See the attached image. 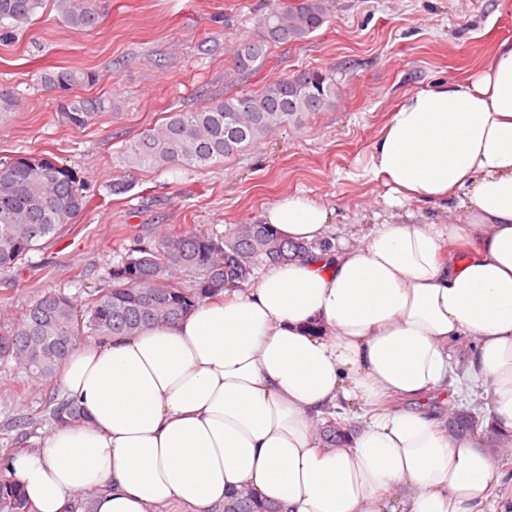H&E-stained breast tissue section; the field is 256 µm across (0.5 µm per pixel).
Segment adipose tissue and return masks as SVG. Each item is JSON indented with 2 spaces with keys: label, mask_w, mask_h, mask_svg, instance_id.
Returning a JSON list of instances; mask_svg holds the SVG:
<instances>
[{
  "label": "adipose tissue",
  "mask_w": 512,
  "mask_h": 512,
  "mask_svg": "<svg viewBox=\"0 0 512 512\" xmlns=\"http://www.w3.org/2000/svg\"><path fill=\"white\" fill-rule=\"evenodd\" d=\"M367 172L388 206L455 200L333 239L301 193L263 223L307 251L174 323L76 346L57 374L83 418L0 467L34 512H210L247 488L279 512H484L491 453L452 436L432 396L454 349L512 435V40L464 81L406 95ZM356 413L324 447L326 409Z\"/></svg>",
  "instance_id": "ef3b65f1"
}]
</instances>
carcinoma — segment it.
Segmentation results:
<instances>
[{"instance_id": "1", "label": "carcinoma", "mask_w": 512, "mask_h": 512, "mask_svg": "<svg viewBox=\"0 0 512 512\" xmlns=\"http://www.w3.org/2000/svg\"><path fill=\"white\" fill-rule=\"evenodd\" d=\"M106 0H0V33L27 29L47 7L75 33L97 26ZM327 0H274L257 19L255 36L240 40L233 50L239 72L262 63L273 44L304 41L328 21ZM99 75L90 70L57 67L40 74V82L58 93L56 112L62 121L83 128L112 101L76 100L74 86L93 85ZM332 74L308 71L267 84L257 93L235 94L189 112H173L156 128L128 143L123 162L129 168L165 171L174 167L205 169L224 162L244 147L260 141L307 112L334 102ZM88 204L79 179L70 168L47 158H0V270L20 266L30 253L55 238ZM299 244L284 242L265 224H235L213 237L198 231L170 229L140 246L103 276L102 287L79 303L48 292L31 301L20 318L0 324V360L13 361L28 376L48 380L58 362L85 337L132 336L144 328L173 322L201 300L224 289L244 288L256 271L272 262L305 253ZM45 416L54 425L76 422L74 400L49 396ZM451 435L470 432L477 419L470 411L451 414ZM328 448L342 443L345 423L331 418L321 427ZM497 432L489 440L499 463L512 465V450ZM0 512H32L19 486L0 476ZM215 512H277L258 503L249 490Z\"/></svg>"}]
</instances>
